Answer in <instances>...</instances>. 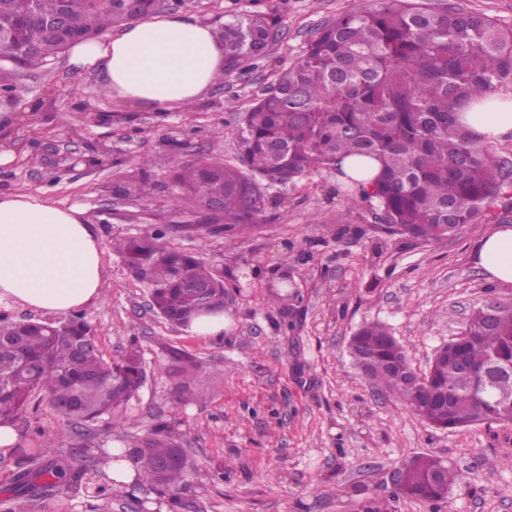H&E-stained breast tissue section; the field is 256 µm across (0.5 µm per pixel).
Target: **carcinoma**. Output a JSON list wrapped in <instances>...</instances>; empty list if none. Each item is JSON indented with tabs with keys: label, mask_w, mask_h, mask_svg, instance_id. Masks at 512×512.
I'll return each mask as SVG.
<instances>
[{
	"label": "carcinoma",
	"mask_w": 512,
	"mask_h": 512,
	"mask_svg": "<svg viewBox=\"0 0 512 512\" xmlns=\"http://www.w3.org/2000/svg\"><path fill=\"white\" fill-rule=\"evenodd\" d=\"M157 11L155 0H102L89 11L73 0H0V28L18 29L20 42L0 43V62L19 69L46 66L63 53L48 22H77L86 36L130 24ZM278 20L262 11L236 14L217 29L224 42V74L263 60L277 38ZM512 84V25L465 12L446 0H379L370 10L346 11L327 23L302 57L281 72L245 112L237 132L236 159L198 157L178 166L181 193L204 213L213 195L224 199L226 233L255 227L267 204L266 180L286 185L311 171L336 173L338 188L353 206H366L389 235L427 243L512 211V157L498 155L460 122L477 112L498 88ZM373 159L380 173L369 181L343 169L346 159ZM146 231L115 241L130 273L145 284L155 313L174 326L197 318L193 287L206 290L215 313L235 303L224 279L193 252L159 244ZM494 311L484 323L482 312ZM357 343L375 367V385L396 396L411 414L438 428L512 422V404L496 391L512 392V373L481 388L492 363L512 365V305L488 301L475 308L447 358L418 378L409 357L379 322L363 324ZM145 368L137 350L104 358L83 313L64 317L63 330L49 320L0 318V426L13 425L43 400L69 426L92 431L119 417L138 395ZM33 429L21 449L8 512H30L38 499L53 498L67 512L68 491L90 487L100 464L130 457L136 479L164 495L183 483L187 458L159 423L134 448L99 456L79 445L56 455ZM172 459L163 470L156 461ZM406 480L391 496L439 502L462 478L431 455L410 460Z\"/></svg>",
	"instance_id": "1"
}]
</instances>
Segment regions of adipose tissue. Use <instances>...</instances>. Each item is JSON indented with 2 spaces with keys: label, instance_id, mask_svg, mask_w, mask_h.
Masks as SVG:
<instances>
[{
  "label": "adipose tissue",
  "instance_id": "ef3b65f1",
  "mask_svg": "<svg viewBox=\"0 0 512 512\" xmlns=\"http://www.w3.org/2000/svg\"><path fill=\"white\" fill-rule=\"evenodd\" d=\"M78 67L99 66L112 97L135 106L176 109L203 96L224 73L214 27L180 13L149 17L104 40L70 50ZM465 116L487 142L512 135V100ZM103 246L80 206L62 208L27 194H0V304L56 315L98 303ZM475 259L492 279L512 283V227L481 238Z\"/></svg>",
  "mask_w": 512,
  "mask_h": 512
}]
</instances>
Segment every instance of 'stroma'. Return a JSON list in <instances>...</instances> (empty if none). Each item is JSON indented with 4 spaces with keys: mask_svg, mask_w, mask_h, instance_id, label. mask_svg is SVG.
<instances>
[{
    "mask_svg": "<svg viewBox=\"0 0 512 512\" xmlns=\"http://www.w3.org/2000/svg\"><path fill=\"white\" fill-rule=\"evenodd\" d=\"M375 0H165L162 13L211 25L261 10L281 34L255 69L231 74L176 110L140 108L110 96L99 70L67 57L31 70L0 64L15 86L17 119L0 132V193L40 196L86 209L104 245L109 293L86 307L105 356L137 341L147 379L119 426L99 423L96 442L130 448L158 422L170 424L188 460L186 486L159 495L131 484L112 494H71L70 512H512V423L435 428L373 386L353 366L347 343L362 323L385 324L418 372L459 335L474 308L512 304V284L491 280L474 258L485 221L437 243L372 231L368 209L350 207L336 176L311 172L271 185L257 227L235 235L202 227L190 202L172 208L170 174L197 154L236 157L241 118L280 70L303 53L328 20ZM223 138H214L215 129ZM163 227V245L195 252L238 287L221 338L165 323L148 290L128 274L113 239ZM288 300L273 302L281 274ZM194 364L201 397L181 403L184 368ZM40 428L67 454L78 445L47 405L14 423ZM432 454L464 476L447 503L393 499L391 475L404 460Z\"/></svg>",
    "mask_w": 512,
    "mask_h": 512,
    "instance_id": "1",
    "label": "stroma"
}]
</instances>
